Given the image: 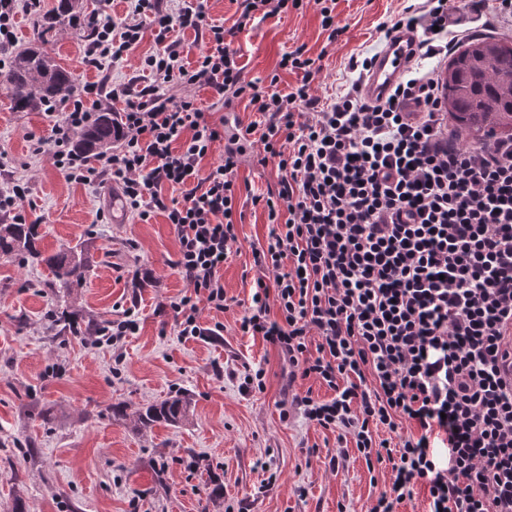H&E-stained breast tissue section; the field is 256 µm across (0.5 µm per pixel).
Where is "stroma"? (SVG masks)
<instances>
[{"label":"stroma","mask_w":512,"mask_h":512,"mask_svg":"<svg viewBox=\"0 0 512 512\" xmlns=\"http://www.w3.org/2000/svg\"><path fill=\"white\" fill-rule=\"evenodd\" d=\"M407 0H337L336 15L346 31L328 42L314 5L255 22L234 43L246 79L267 89L271 76L289 91L297 74L279 71L281 56L306 45L321 70L312 92L330 96L356 82L351 58L376 55L384 44L379 28L392 25ZM47 49L79 83L99 79L84 68L85 40L68 24L46 34ZM175 97L191 96L208 121L232 112L240 124L255 120L248 99L231 106L215 103L206 87H167ZM54 117L16 112L0 89V156L28 179L31 193L20 203L26 223L39 227L38 246L52 254L77 243L88 249L93 269L71 298L78 306L112 320L139 301L138 331L122 347L92 345L81 336L60 341L48 318L56 298L45 265L0 257V512H237L248 499L251 512H365L388 486L387 468L368 471L357 453L331 471L336 432L309 422L299 412L279 418L283 363L261 338L240 335L238 320L253 284L243 271L252 263L251 246L264 241L266 216L251 203L277 181L275 165L243 160L237 182V251L221 276L237 300L217 312L201 306L200 321L224 324V337L180 340L172 312L161 302L181 296L185 284L171 263L177 233L161 212L148 221L123 213L112 218V198L120 184L102 188L69 181L49 157L31 158L32 139L49 136ZM239 355L263 368V391L247 394L239 382L218 376L215 365ZM190 394L188 421L138 433L114 419L118 401L129 409L159 403L179 392ZM224 487L210 499L213 483Z\"/></svg>","instance_id":"1"}]
</instances>
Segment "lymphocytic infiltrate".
Wrapping results in <instances>:
<instances>
[{"label": "lymphocytic infiltrate", "mask_w": 512, "mask_h": 512, "mask_svg": "<svg viewBox=\"0 0 512 512\" xmlns=\"http://www.w3.org/2000/svg\"><path fill=\"white\" fill-rule=\"evenodd\" d=\"M207 0H130L121 21L92 18L85 67L102 69L152 32L144 57L152 85L132 90L110 76L85 84L94 110L126 102L120 153L89 162L69 148L93 118L82 99L60 113L33 156H51L69 180L121 184L139 220L163 212L177 231L173 266L187 290L169 301L187 340L223 335L203 326L199 306L229 307L220 270L237 241L236 175L246 151L275 162L278 182L252 198L267 214L265 243L252 248V294L238 330L275 348L286 383L314 378L330 399L296 395L291 406L351 439L367 466L391 482L368 512H397L417 485L428 512H512V380L503 372L512 335V140L463 143L448 135L436 80L406 77L381 102L359 84L312 94L316 59L299 46L279 66L300 73L283 92L246 80L233 43L255 20L304 0H240L231 27L210 20ZM399 26L421 29V56L463 40L448 24V0H421ZM190 29L205 44L186 65L172 39ZM207 86L217 98L248 99L257 115L243 143L225 142L191 97L163 84ZM224 153L201 163L215 143ZM419 435H401L403 424ZM387 438H380V430Z\"/></svg>", "instance_id": "lymphocytic-infiltrate-1"}]
</instances>
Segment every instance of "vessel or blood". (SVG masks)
<instances>
[{"label":"vessel or blood","mask_w":512,"mask_h":512,"mask_svg":"<svg viewBox=\"0 0 512 512\" xmlns=\"http://www.w3.org/2000/svg\"><path fill=\"white\" fill-rule=\"evenodd\" d=\"M416 31L401 28L392 32L374 58L361 83L366 101L385 99L419 57Z\"/></svg>","instance_id":"b4317fda"}]
</instances>
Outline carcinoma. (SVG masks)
<instances>
[{"mask_svg":"<svg viewBox=\"0 0 512 512\" xmlns=\"http://www.w3.org/2000/svg\"><path fill=\"white\" fill-rule=\"evenodd\" d=\"M84 0H58L56 11L38 20L39 35L56 26L61 15L81 16ZM77 78L60 66L47 50L26 48L0 68V87L5 90L11 109L16 112H43L59 105L72 94ZM444 111L452 130L467 142H480L489 136L512 140V40L486 35L469 40L454 53L445 68L442 82ZM125 137L121 122L112 112H101L73 140L82 156L97 157ZM38 225L17 223L0 214V254L22 261L45 263L52 271L51 289L72 288L86 279L90 258L81 245L45 256L38 248ZM58 334L98 336L107 321L91 311L67 309L54 319ZM191 402L183 394L171 396L138 410L133 427L140 433L158 423L176 427L187 417Z\"/></svg>","mask_w":512,"mask_h":512,"instance_id":"carcinoma-1","label":"carcinoma"}]
</instances>
